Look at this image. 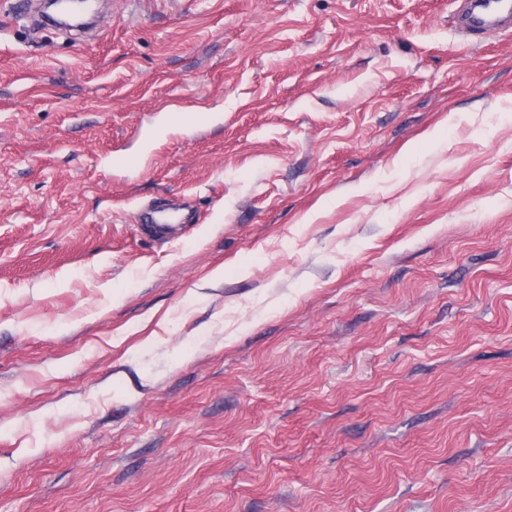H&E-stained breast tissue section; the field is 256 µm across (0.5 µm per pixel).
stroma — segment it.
<instances>
[{
  "label": "stroma",
  "instance_id": "stroma-1",
  "mask_svg": "<svg viewBox=\"0 0 512 512\" xmlns=\"http://www.w3.org/2000/svg\"><path fill=\"white\" fill-rule=\"evenodd\" d=\"M461 5L0 13V512H512V29Z\"/></svg>",
  "mask_w": 512,
  "mask_h": 512
}]
</instances>
